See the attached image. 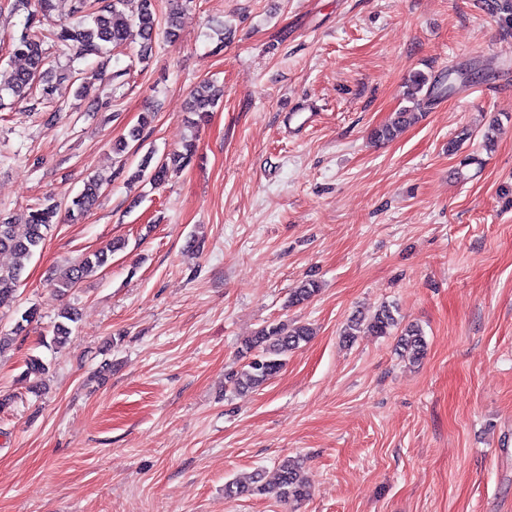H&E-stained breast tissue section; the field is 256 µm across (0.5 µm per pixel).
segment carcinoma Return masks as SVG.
Here are the masks:
<instances>
[{"label": "carcinoma", "mask_w": 512, "mask_h": 512, "mask_svg": "<svg viewBox=\"0 0 512 512\" xmlns=\"http://www.w3.org/2000/svg\"><path fill=\"white\" fill-rule=\"evenodd\" d=\"M123 4L124 0H70V15L76 17L78 22L46 29L44 20L55 9V0H14L12 9L16 12L24 11L26 15L22 33L11 44V54L24 59L26 67L14 71L7 82L0 83V101L6 96L16 101L26 100L38 85L41 86L42 97L47 99L54 95V76L45 68L46 45L50 41L66 43L72 47L74 65L70 66L67 78L74 81L76 74L80 73L76 65L86 62L92 56L107 54L134 36L138 38L140 60H149L158 39L162 38L169 43L180 39L181 19L190 8V0H170V11L162 18L157 13L155 0H139L136 15L129 18L121 9ZM479 6L495 19L502 31L512 33V0H479ZM426 85L427 78L423 74L413 75L405 83L404 100L415 101ZM222 96L223 90L218 86L208 81L203 82L192 94L189 111L197 115L210 112ZM417 120L418 113L405 106L388 123L374 131V138L391 141ZM154 155V151H147L129 176L130 181H148L154 185L165 182L172 172L191 162L195 155V144L188 142L183 150L158 160L154 159ZM109 182L108 178L93 176L69 199H46L28 213L22 224L0 222V253L7 252L18 258V262L11 266H0V308L9 307L15 302L24 271L19 260L36 254L59 212L65 211L72 221L82 219L96 206L102 189ZM123 247L124 243L114 241L105 250L84 254L57 280V286L65 290L75 287L87 275L103 267L108 261V254ZM317 292V283L306 280L294 289L291 303L302 304ZM74 321L76 312L73 309L60 311L52 328L50 345L59 348L68 344L71 335L69 323ZM363 331L377 336H396L394 351L402 358L408 355L417 359L427 347L420 327L414 324L400 326L390 305L381 306L368 321L360 316L352 317L343 335L353 340ZM312 336L313 330L307 324L278 322L263 326L254 336L244 341L241 354L248 357V362L242 370L229 373L231 389L241 393L260 388L282 370L288 353L308 342ZM47 373V364L42 358L33 356L26 363L22 380L28 383L29 391L38 393L44 388ZM224 493L228 498L267 493L283 502L298 503L309 496V489L301 461L285 458L278 466L273 484H263L261 475L257 473L248 482L225 484Z\"/></svg>", "instance_id": "carcinoma-1"}]
</instances>
